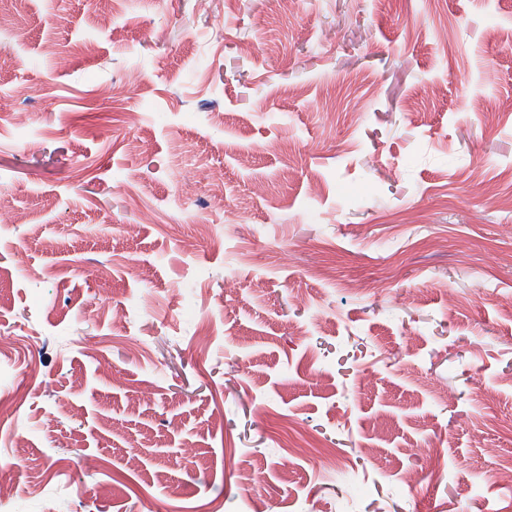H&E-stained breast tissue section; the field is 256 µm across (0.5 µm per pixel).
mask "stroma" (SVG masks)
Returning <instances> with one entry per match:
<instances>
[{
    "mask_svg": "<svg viewBox=\"0 0 512 512\" xmlns=\"http://www.w3.org/2000/svg\"><path fill=\"white\" fill-rule=\"evenodd\" d=\"M0 15L26 33L0 32L17 60L0 95L29 114L22 130L0 118V199L28 215L0 225V396L22 399L0 418V512H252L257 481L264 512H512L482 453L512 449V0H0ZM132 72L138 95L108 98ZM216 162L223 208L182 201L172 171ZM93 265L107 277L84 280ZM290 420L335 467L300 459L280 482ZM428 438L438 460L405 447Z\"/></svg>",
    "mask_w": 512,
    "mask_h": 512,
    "instance_id": "1",
    "label": "stroma"
}]
</instances>
